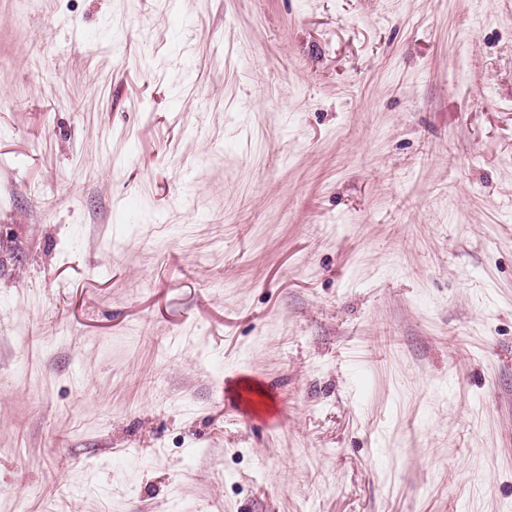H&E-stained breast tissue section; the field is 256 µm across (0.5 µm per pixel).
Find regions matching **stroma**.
I'll use <instances>...</instances> for the list:
<instances>
[{
  "label": "stroma",
  "instance_id": "1",
  "mask_svg": "<svg viewBox=\"0 0 512 512\" xmlns=\"http://www.w3.org/2000/svg\"><path fill=\"white\" fill-rule=\"evenodd\" d=\"M0 512H512V0H0Z\"/></svg>",
  "mask_w": 512,
  "mask_h": 512
}]
</instances>
